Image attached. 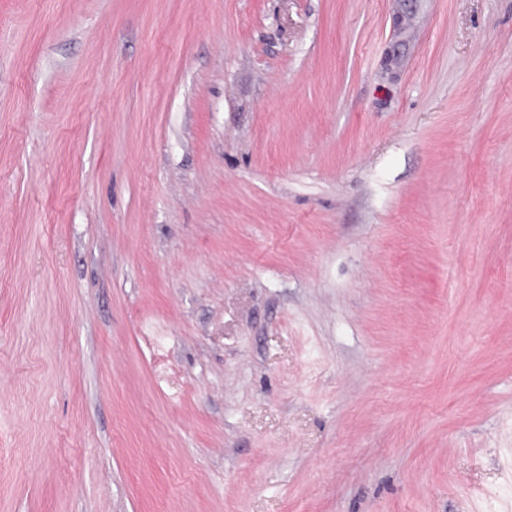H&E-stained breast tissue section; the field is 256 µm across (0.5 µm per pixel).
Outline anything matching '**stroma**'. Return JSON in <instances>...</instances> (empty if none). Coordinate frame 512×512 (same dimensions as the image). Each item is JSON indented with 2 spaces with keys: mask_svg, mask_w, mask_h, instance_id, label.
<instances>
[{
  "mask_svg": "<svg viewBox=\"0 0 512 512\" xmlns=\"http://www.w3.org/2000/svg\"><path fill=\"white\" fill-rule=\"evenodd\" d=\"M0 512H512V0H0Z\"/></svg>",
  "mask_w": 512,
  "mask_h": 512,
  "instance_id": "35a3bbf8",
  "label": "stroma"
}]
</instances>
